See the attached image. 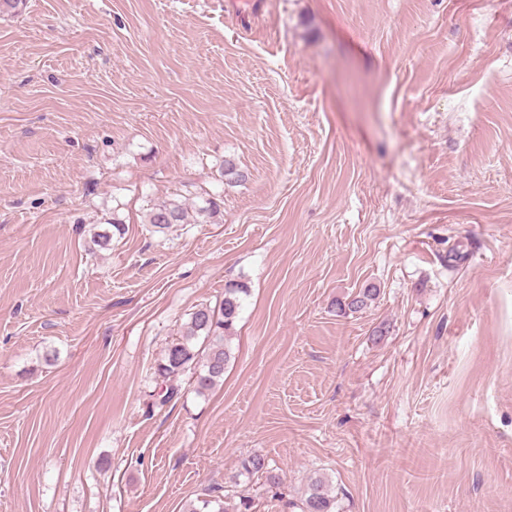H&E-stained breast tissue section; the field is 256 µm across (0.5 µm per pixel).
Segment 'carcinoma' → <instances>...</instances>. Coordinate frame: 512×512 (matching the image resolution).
Masks as SVG:
<instances>
[{"label":"carcinoma","instance_id":"cac0c4a2","mask_svg":"<svg viewBox=\"0 0 512 512\" xmlns=\"http://www.w3.org/2000/svg\"><path fill=\"white\" fill-rule=\"evenodd\" d=\"M217 213L216 203L210 201L191 216L188 208L178 198H169L149 208L146 223L158 232L177 224H190L197 217L212 218ZM248 288L240 282H230L224 287V298L216 306L203 304L192 313L178 338L167 345L158 363L155 374L160 379L162 391L154 405L164 407L176 398L182 389V377L190 375L189 382L195 393L206 395L221 380L231 358L230 337L242 308L243 295ZM380 294V288L370 283L350 296L346 302L336 306L341 313L357 312L371 306ZM265 477L270 488H278L280 477L269 467L266 458L254 454L242 461L238 474L230 477L235 482L242 475ZM292 507L299 512H338L336 494L330 480L323 474L310 478L298 502ZM184 512H253V503L246 497L239 499L232 495H216L201 500V504L189 503Z\"/></svg>","mask_w":512,"mask_h":512}]
</instances>
